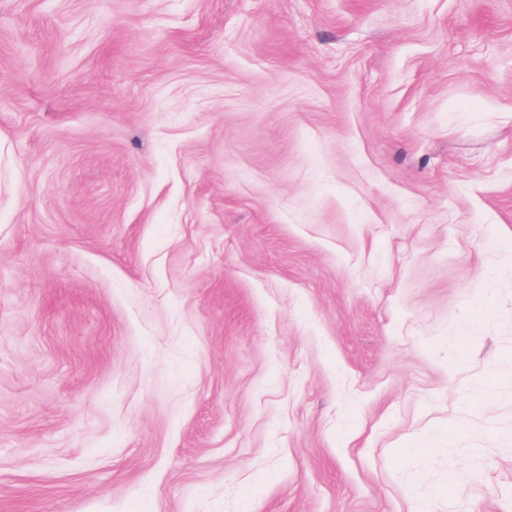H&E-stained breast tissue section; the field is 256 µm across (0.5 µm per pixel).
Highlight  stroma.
I'll list each match as a JSON object with an SVG mask.
<instances>
[{"label": "stroma", "instance_id": "1", "mask_svg": "<svg viewBox=\"0 0 512 512\" xmlns=\"http://www.w3.org/2000/svg\"><path fill=\"white\" fill-rule=\"evenodd\" d=\"M0 512H512V0H0Z\"/></svg>", "mask_w": 512, "mask_h": 512}]
</instances>
